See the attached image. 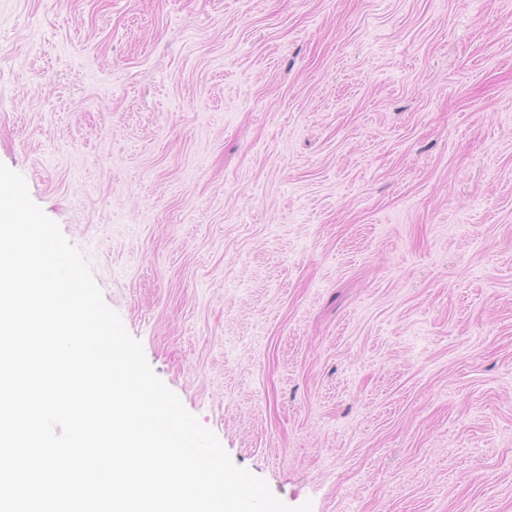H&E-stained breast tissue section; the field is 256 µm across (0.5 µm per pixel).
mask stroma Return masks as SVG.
<instances>
[{"mask_svg":"<svg viewBox=\"0 0 512 512\" xmlns=\"http://www.w3.org/2000/svg\"><path fill=\"white\" fill-rule=\"evenodd\" d=\"M0 163L282 502L512 512V0H0Z\"/></svg>","mask_w":512,"mask_h":512,"instance_id":"35a3bbf8","label":"stroma"}]
</instances>
